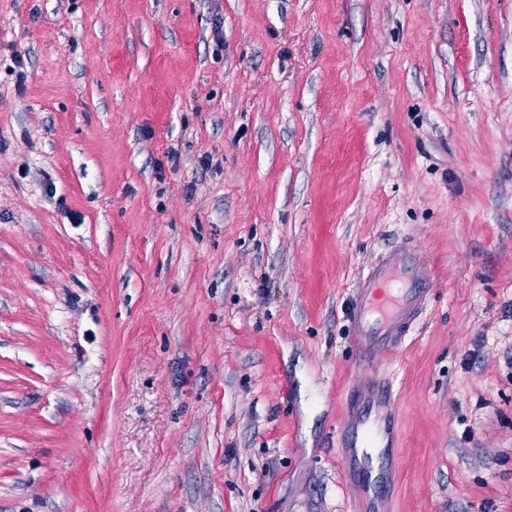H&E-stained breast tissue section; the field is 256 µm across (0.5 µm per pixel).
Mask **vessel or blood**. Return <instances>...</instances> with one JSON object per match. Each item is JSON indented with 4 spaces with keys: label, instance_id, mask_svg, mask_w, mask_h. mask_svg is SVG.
Segmentation results:
<instances>
[{
    "label": "vessel or blood",
    "instance_id": "obj_1",
    "mask_svg": "<svg viewBox=\"0 0 512 512\" xmlns=\"http://www.w3.org/2000/svg\"><path fill=\"white\" fill-rule=\"evenodd\" d=\"M431 272L418 248L403 243L384 251L360 279L349 309V341L361 367L370 369L380 355L396 352L425 310ZM399 416L393 388L382 379L366 385L362 403L348 410L340 425L350 433L352 452L341 460L357 492L351 512H385L381 490L390 472L370 470L361 450L397 445Z\"/></svg>",
    "mask_w": 512,
    "mask_h": 512
}]
</instances>
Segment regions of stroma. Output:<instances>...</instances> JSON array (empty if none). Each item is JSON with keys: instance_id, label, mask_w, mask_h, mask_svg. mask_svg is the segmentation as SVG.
I'll return each mask as SVG.
<instances>
[{"instance_id": "obj_1", "label": "stroma", "mask_w": 512, "mask_h": 512, "mask_svg": "<svg viewBox=\"0 0 512 512\" xmlns=\"http://www.w3.org/2000/svg\"><path fill=\"white\" fill-rule=\"evenodd\" d=\"M404 241L387 512H512V0H0V512H346ZM431 272L409 243L384 251L360 279L349 309V341L362 368L378 372L374 360L390 355L425 310Z\"/></svg>"}]
</instances>
